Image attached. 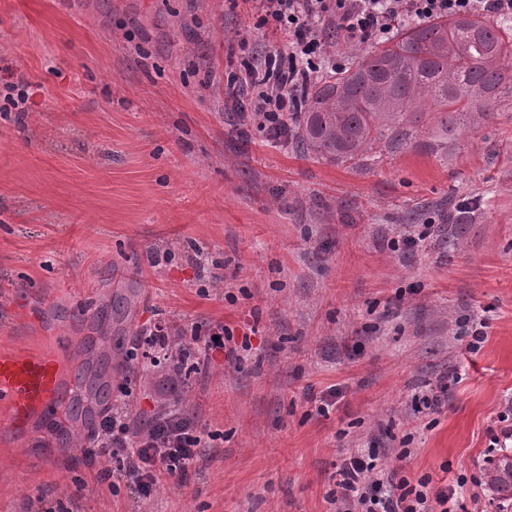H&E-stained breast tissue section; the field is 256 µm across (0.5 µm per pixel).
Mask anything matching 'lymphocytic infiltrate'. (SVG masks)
Listing matches in <instances>:
<instances>
[{"label":"lymphocytic infiltrate","instance_id":"1","mask_svg":"<svg viewBox=\"0 0 512 512\" xmlns=\"http://www.w3.org/2000/svg\"><path fill=\"white\" fill-rule=\"evenodd\" d=\"M262 24L282 30L284 42L229 74L225 89L246 86L238 107L241 126L262 132L271 144L286 142L288 115L300 111L299 91L324 70L336 66L323 39L335 27L360 43L390 38L405 23L435 17L475 14L512 15V0H250ZM129 415L113 403L99 423L96 453L104 461L119 459L118 479L139 501L148 502L161 477L186 476L197 461L202 437L182 411L158 415L137 441L129 439ZM336 512H464L451 486H432L429 477L411 478L400 468L376 461L360 449L341 459L335 473Z\"/></svg>","mask_w":512,"mask_h":512}]
</instances>
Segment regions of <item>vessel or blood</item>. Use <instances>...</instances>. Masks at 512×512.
<instances>
[{"label":"vessel or blood","instance_id":"b4317fda","mask_svg":"<svg viewBox=\"0 0 512 512\" xmlns=\"http://www.w3.org/2000/svg\"><path fill=\"white\" fill-rule=\"evenodd\" d=\"M54 355L38 348L0 349V431L12 434L13 446L25 445L24 428L33 416H56L66 392L57 377L56 360L70 354L69 338L54 342Z\"/></svg>","mask_w":512,"mask_h":512}]
</instances>
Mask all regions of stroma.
<instances>
[{
  "label": "stroma",
  "mask_w": 512,
  "mask_h": 512,
  "mask_svg": "<svg viewBox=\"0 0 512 512\" xmlns=\"http://www.w3.org/2000/svg\"><path fill=\"white\" fill-rule=\"evenodd\" d=\"M244 37L260 52L283 41L245 0H0V86L32 91L24 115L0 114V346H51L81 308L69 381L112 323L130 439L173 406L206 435L196 473L162 479L153 512H333L337 463L372 443L500 512L485 481L512 397V106L462 130L443 161L420 148L426 116L380 165L303 158L237 121L224 72ZM428 222L414 251L391 250ZM125 288L137 303L120 323L109 296ZM16 297L42 324L9 320ZM469 317L486 323L473 351ZM157 318L175 334L257 333L242 361L215 355L174 387L167 366L127 358ZM438 391L442 412L414 416L412 396ZM331 392L316 415L311 398ZM96 431L62 459L55 422L0 446V512H142L101 479ZM497 430H490V442L498 448L512 447V400H508L504 404L503 411L498 416ZM510 441V446L507 445Z\"/></svg>",
  "instance_id": "obj_1"
}]
</instances>
